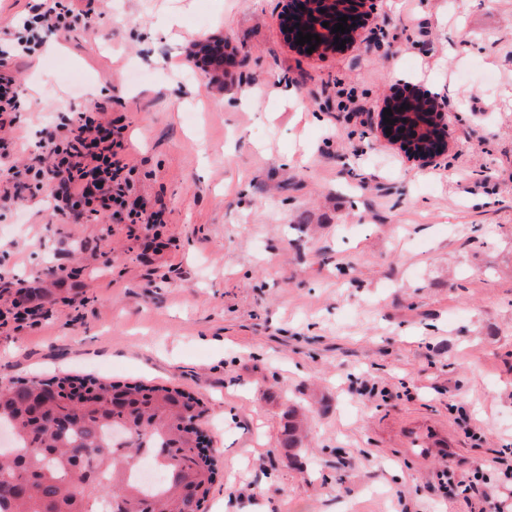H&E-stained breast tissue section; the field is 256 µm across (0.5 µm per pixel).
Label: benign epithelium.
Instances as JSON below:
<instances>
[{"label":"benign epithelium","instance_id":"obj_1","mask_svg":"<svg viewBox=\"0 0 512 512\" xmlns=\"http://www.w3.org/2000/svg\"><path fill=\"white\" fill-rule=\"evenodd\" d=\"M373 5V0H281L282 15L288 17L284 41L292 50L307 52L309 44H296L301 31L319 36L320 43L315 46V51L334 50L338 47L336 40L348 43L354 40L360 30L357 23L373 17ZM343 16L349 17L345 26L350 31L333 33L337 19ZM324 22L329 26H322ZM219 52H224V42L220 40L199 45L198 53L207 63L214 61ZM388 108L392 111V126L384 122V110ZM447 109L448 102L442 96L410 84L405 93L394 92L382 98L374 133L378 140L402 149L408 159L428 167L448 152L450 125ZM388 127L391 128L389 135L386 134Z\"/></svg>","mask_w":512,"mask_h":512}]
</instances>
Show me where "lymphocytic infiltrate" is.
Wrapping results in <instances>:
<instances>
[{"mask_svg":"<svg viewBox=\"0 0 512 512\" xmlns=\"http://www.w3.org/2000/svg\"><path fill=\"white\" fill-rule=\"evenodd\" d=\"M32 22L0 49V128L21 118V91L12 75L19 60L34 56L47 34L89 29L95 10L77 8L74 0H36ZM126 127L105 119L101 106L83 102L55 113L38 131V152L25 167L11 164L8 142L0 137V184L23 183L30 195L48 192L52 215L64 223H86L107 217L118 224H137L151 232L163 213L150 209L134 193V167L125 159Z\"/></svg>","mask_w":512,"mask_h":512,"instance_id":"lymphocytic-infiltrate-1","label":"lymphocytic infiltrate"}]
</instances>
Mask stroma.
I'll return each mask as SVG.
<instances>
[{
    "label": "stroma",
    "mask_w": 512,
    "mask_h": 512,
    "mask_svg": "<svg viewBox=\"0 0 512 512\" xmlns=\"http://www.w3.org/2000/svg\"><path fill=\"white\" fill-rule=\"evenodd\" d=\"M376 6L353 44L303 55L280 0H97L92 28L14 73L33 103L18 164L89 95L126 124L135 192L165 222L155 241L0 207V271L51 311L0 326V382L200 399L219 459L204 512H470L440 473L512 448V0ZM215 38L234 49L218 74L195 55ZM409 82L448 101L433 168L344 108ZM417 431L451 446L410 453Z\"/></svg>",
    "instance_id": "stroma-1"
}]
</instances>
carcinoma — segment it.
<instances>
[{"label":"carcinoma","mask_w":512,"mask_h":512,"mask_svg":"<svg viewBox=\"0 0 512 512\" xmlns=\"http://www.w3.org/2000/svg\"><path fill=\"white\" fill-rule=\"evenodd\" d=\"M54 395L33 405L45 380L0 383V427L9 428L19 447L0 450V504L7 512H95L99 495L115 512H203L218 473V460L199 459L188 429L205 412L200 399L177 388L94 378H52ZM120 394L135 407L130 415L112 408ZM150 455L163 471L179 469L199 493L186 496L169 480L147 491L126 479Z\"/></svg>","instance_id":"cac0c4a2"}]
</instances>
